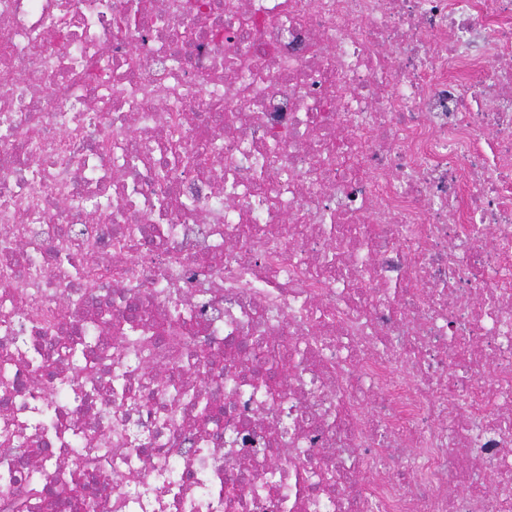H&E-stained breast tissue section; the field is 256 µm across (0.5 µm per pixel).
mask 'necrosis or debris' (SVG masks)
Masks as SVG:
<instances>
[{"label": "necrosis or debris", "mask_w": 512, "mask_h": 512, "mask_svg": "<svg viewBox=\"0 0 512 512\" xmlns=\"http://www.w3.org/2000/svg\"><path fill=\"white\" fill-rule=\"evenodd\" d=\"M131 2L0 0V512H512V0ZM97 345V336L94 335L93 330L87 329L83 338L77 343L75 348H71L68 351V358L70 363L80 370H84L86 367V357L94 350Z\"/></svg>", "instance_id": "4bbe7bcc"}]
</instances>
